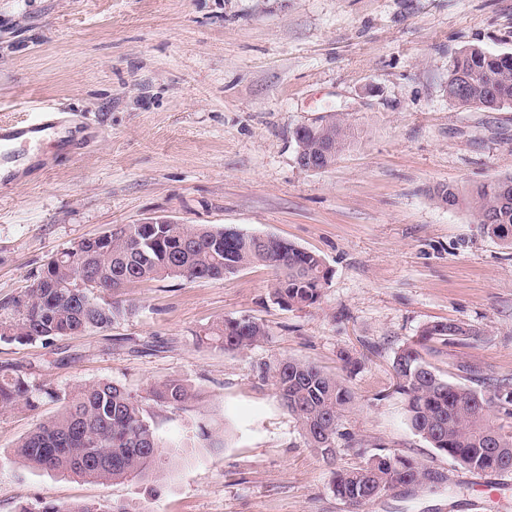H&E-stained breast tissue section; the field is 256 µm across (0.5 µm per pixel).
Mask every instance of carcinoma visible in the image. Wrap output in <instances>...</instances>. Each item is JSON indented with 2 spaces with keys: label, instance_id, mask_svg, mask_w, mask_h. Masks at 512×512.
<instances>
[{
  "label": "carcinoma",
  "instance_id": "cac0c4a2",
  "mask_svg": "<svg viewBox=\"0 0 512 512\" xmlns=\"http://www.w3.org/2000/svg\"><path fill=\"white\" fill-rule=\"evenodd\" d=\"M448 77V99L461 108L499 110L512 107V53H493L470 46L454 59ZM346 127L340 121L300 126L295 131L297 162L317 158L327 168L345 148ZM432 198L441 206L467 205L486 233L512 245V175L459 189L438 185ZM265 265L277 274L272 297L287 308L316 304L330 280L323 259L274 235L255 237L235 228L208 224H114L112 232L84 240L50 262L24 294L13 301V317L0 321V341L27 344L88 331L103 330L128 314L119 301L106 299L133 284L179 278L220 279L230 268ZM89 285L75 287L74 275ZM268 335L250 318H227L199 336L226 352L247 349ZM475 331L462 323L433 322L416 340L400 348L392 368L395 393L404 403L414 432L464 468L480 473L512 469V377L486 373L472 361L452 364L459 382L438 375L420 349L434 341L456 345ZM271 382L280 405L299 423L307 445L326 460L336 447L339 421L354 401L352 389L316 365L292 358L257 367ZM45 395L61 402L51 419L39 424L15 447L13 462L22 467L57 471L91 480L149 476L159 467L161 449L213 448L221 439L204 422L188 423L169 443L156 434L142 400L123 387L101 380L72 391L36 386L22 375H0V408L28 405ZM151 399L181 410L192 398L190 388L175 379L154 384ZM435 483L432 472L412 458L382 449L363 465L332 472L337 498L357 510L396 488ZM17 512H126L87 503L68 506L48 498L21 505Z\"/></svg>",
  "mask_w": 512,
  "mask_h": 512
}]
</instances>
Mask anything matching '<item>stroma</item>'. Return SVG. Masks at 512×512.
<instances>
[{
	"instance_id": "1",
	"label": "stroma",
	"mask_w": 512,
	"mask_h": 512,
	"mask_svg": "<svg viewBox=\"0 0 512 512\" xmlns=\"http://www.w3.org/2000/svg\"><path fill=\"white\" fill-rule=\"evenodd\" d=\"M471 45L512 52V0H0V124L46 106L73 116L0 192V318L56 252L155 216L274 235L331 271L302 309L276 304L275 273L255 265L126 289L132 310L105 331L0 342V374L60 390L109 380L142 397L163 439L190 421L225 434L220 448L164 449L156 482L86 480L11 461L59 402L0 409V512L44 497L128 512H349L331 473L381 448L437 481L362 512H512V472L467 471L416 435L392 370L425 324L462 322L476 336L430 343L425 360L449 380L459 357L512 377V246L466 206L431 198L440 184L512 174V108L448 98L449 65ZM334 119L350 142L330 167L301 168L296 128ZM243 316L268 336L241 353L198 343ZM283 357L356 394L332 461L257 376ZM169 378L196 394L176 412L147 398Z\"/></svg>"
}]
</instances>
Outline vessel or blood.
<instances>
[{
	"mask_svg": "<svg viewBox=\"0 0 512 512\" xmlns=\"http://www.w3.org/2000/svg\"><path fill=\"white\" fill-rule=\"evenodd\" d=\"M61 112H42L37 121L0 126V188H8L21 160V147L45 141L65 128Z\"/></svg>",
	"mask_w": 512,
	"mask_h": 512,
	"instance_id": "b4317fda",
	"label": "vessel or blood"
}]
</instances>
